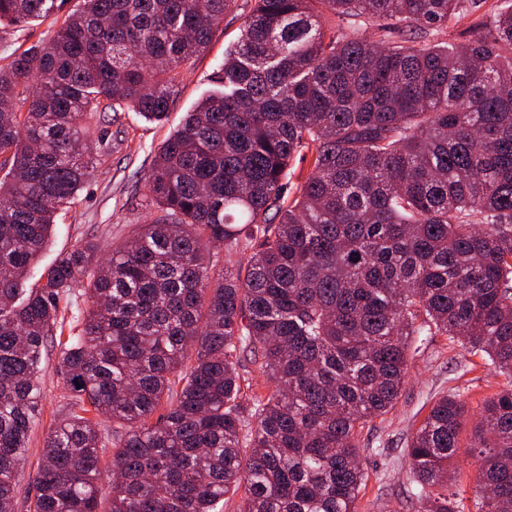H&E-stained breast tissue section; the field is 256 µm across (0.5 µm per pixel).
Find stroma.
Returning a JSON list of instances; mask_svg holds the SVG:
<instances>
[{
    "instance_id": "obj_1",
    "label": "stroma",
    "mask_w": 512,
    "mask_h": 512,
    "mask_svg": "<svg viewBox=\"0 0 512 512\" xmlns=\"http://www.w3.org/2000/svg\"><path fill=\"white\" fill-rule=\"evenodd\" d=\"M80 6L81 0H56L50 17L32 21L17 31L0 30V66L17 53L48 42L62 20ZM253 7L254 0H236L223 24L214 29L208 48L181 67L176 100L164 123L119 107L111 127L110 147L103 151L99 148V119L89 118L88 144L96 152L97 162L73 203L59 211L48 245L30 271L28 287H36L44 268L76 245L91 240L106 254L138 225L148 223L149 214L139 203L140 183L164 139L212 88L215 72L222 67L225 53L239 40L243 21ZM43 367L41 404L30 436L28 459L18 475L14 512H29L45 436L69 416L78 401L58 369L56 349L45 352ZM505 382V377L491 370L481 354L447 337H434L427 348L410 359L395 407L366 423L361 432L362 463L368 473L361 491L362 512H409L407 443L435 400L451 390L463 393L469 408L454 460L461 473L460 488L469 490L474 469L467 447L480 420L478 408Z\"/></svg>"
}]
</instances>
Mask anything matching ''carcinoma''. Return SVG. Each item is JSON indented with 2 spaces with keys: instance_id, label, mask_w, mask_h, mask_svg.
<instances>
[{
  "instance_id": "1",
  "label": "carcinoma",
  "mask_w": 512,
  "mask_h": 512,
  "mask_svg": "<svg viewBox=\"0 0 512 512\" xmlns=\"http://www.w3.org/2000/svg\"><path fill=\"white\" fill-rule=\"evenodd\" d=\"M233 2L83 0L0 66V512L79 284L58 364L82 406L47 433L33 512H98L105 478L109 512H223L241 490L240 512H360L359 435L395 407L421 336L506 377L469 453L476 512H512V0H255L218 90L155 156L152 222L26 287L92 165L87 115L104 146L110 103L162 121ZM54 3L0 0V28ZM245 351L275 389L247 396ZM466 411L442 395L408 443L420 512H464L448 468ZM83 288L78 287L76 290V296L74 305L72 309L66 311L64 315V321L62 324V338L64 340L67 339V336L71 334H77L81 329V320H78L77 316H80L79 309H84L86 307V302L84 301L85 296L82 295Z\"/></svg>"
}]
</instances>
